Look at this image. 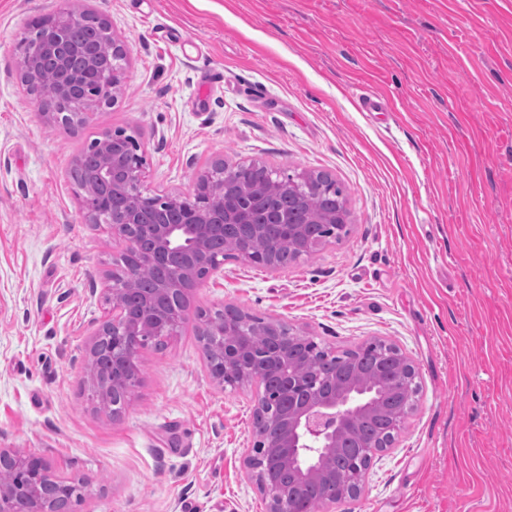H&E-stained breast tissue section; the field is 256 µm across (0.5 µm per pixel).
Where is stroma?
Listing matches in <instances>:
<instances>
[{"label": "stroma", "instance_id": "1", "mask_svg": "<svg viewBox=\"0 0 512 512\" xmlns=\"http://www.w3.org/2000/svg\"><path fill=\"white\" fill-rule=\"evenodd\" d=\"M66 8L128 46L116 103L73 132L17 69L25 24ZM372 93L387 111H360ZM118 129L149 193L260 161L331 175L351 223L288 268L228 258L198 280L114 415L87 368L125 245L70 171ZM229 304L418 368L404 429L331 512H512V0H0V448L88 481L72 512H267L244 475L258 389L215 383L198 337Z\"/></svg>", "mask_w": 512, "mask_h": 512}]
</instances>
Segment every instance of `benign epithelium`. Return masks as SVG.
Returning a JSON list of instances; mask_svg holds the SVG:
<instances>
[{"label":"benign epithelium","mask_w":512,"mask_h":512,"mask_svg":"<svg viewBox=\"0 0 512 512\" xmlns=\"http://www.w3.org/2000/svg\"><path fill=\"white\" fill-rule=\"evenodd\" d=\"M78 14L66 10L46 24L45 34L33 43L29 64L22 81L38 79L44 63L51 62L58 73V83L50 93L61 97L79 96L87 107L103 105L97 89L108 84L110 77L105 65L83 53L78 47L65 45L67 27ZM48 122L73 130L81 125L88 113L46 112ZM118 131H105L91 144L99 155V165L92 172V189L78 195L86 216L109 225L113 234L125 244L124 254L132 259L125 269L126 288L135 287L136 274L144 266L154 267L162 276L152 298L142 302L146 316L156 317L152 330L165 333L182 320L176 307L161 308L158 300L175 293L186 294L201 267L215 269L210 262V244L224 238L227 224H246L257 231V210L271 204L273 196L251 197L244 193L224 196V160H216L198 173L196 189L191 195L176 193L150 194L144 188L146 168L140 146H134L130 159L117 162ZM120 285L113 282L107 288V310L95 329V338L112 337V385L130 390V382L138 378L137 334L140 323L128 312L120 297ZM267 335L272 343L265 359L276 367L273 395L261 396L256 409L271 407L279 424V432L270 441L257 438L254 447L268 448L282 464L295 471L301 482L320 479L332 470V458L338 452H350L352 426L356 419L379 410L381 399L370 383L357 375L340 379L328 387L311 385L285 370L279 363L284 337L279 321L267 322ZM199 334L214 353L207 363L212 378L220 384L234 383V377L245 372L252 357L249 343L241 339L242 329L231 323L214 321L201 316ZM11 457L18 473L35 484L49 470L40 460L0 448V460ZM255 452L244 462L245 475L255 481L267 500V512H288L285 504L260 479L253 464Z\"/></svg>","instance_id":"benign-epithelium-1"}]
</instances>
